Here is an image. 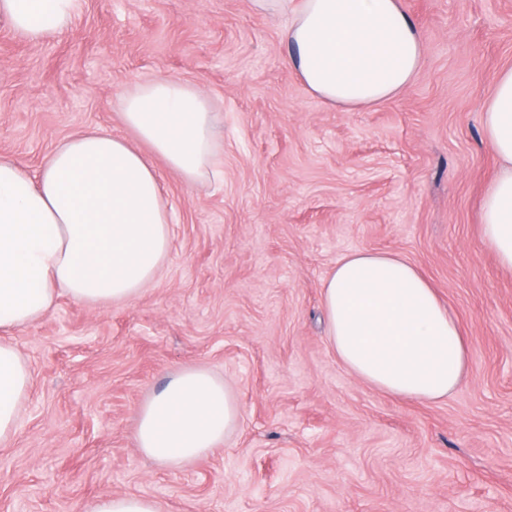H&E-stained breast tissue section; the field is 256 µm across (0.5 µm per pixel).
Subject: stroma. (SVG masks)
Listing matches in <instances>:
<instances>
[{
	"label": "stroma",
	"instance_id": "stroma-1",
	"mask_svg": "<svg viewBox=\"0 0 512 512\" xmlns=\"http://www.w3.org/2000/svg\"><path fill=\"white\" fill-rule=\"evenodd\" d=\"M425 37L415 81L346 112L288 66L254 0H84L32 44L0 25V157L36 173L67 136L132 139L122 96L188 81L216 112L214 177L154 158L171 251L130 304L60 296L7 334L32 383L0 446V512H88L111 494L160 512H512V270L480 235L497 159L480 106L512 65V0H405ZM357 249L414 263L458 320L468 375L438 402L391 398L330 349L321 287ZM204 367L241 410L223 447L181 468L146 458L140 406Z\"/></svg>",
	"mask_w": 512,
	"mask_h": 512
}]
</instances>
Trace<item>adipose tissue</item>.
Wrapping results in <instances>:
<instances>
[{"mask_svg": "<svg viewBox=\"0 0 512 512\" xmlns=\"http://www.w3.org/2000/svg\"><path fill=\"white\" fill-rule=\"evenodd\" d=\"M285 18L288 64L324 103L368 110L409 87L424 37L403 0H254ZM83 0H0V23L32 43L66 30ZM120 119L136 143L85 130L66 137L38 175L0 157V333L38 320L65 294L88 305L134 302L170 253V212L152 157L185 185L211 175L220 145L207 96L176 79L139 83ZM481 129L500 169L482 200L481 235L512 269V67L481 106ZM149 153L137 150V143ZM327 338L353 375L390 396L447 399L469 364L455 316L417 267L357 250L322 284ZM31 381L17 349L0 342V446L18 425ZM240 419L224 381L183 370L140 407L136 442L158 464L183 467L224 445Z\"/></svg>", "mask_w": 512, "mask_h": 512, "instance_id": "adipose-tissue-1", "label": "adipose tissue"}]
</instances>
